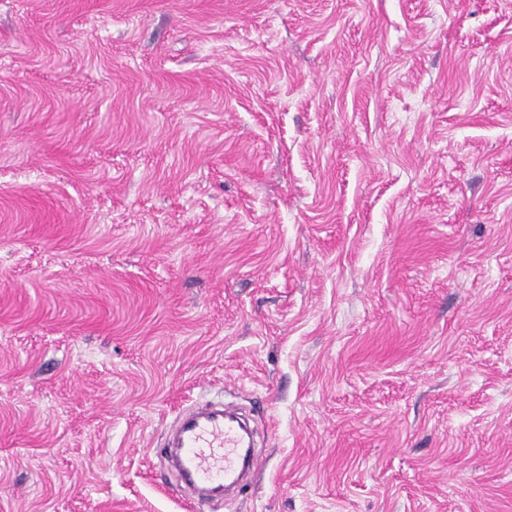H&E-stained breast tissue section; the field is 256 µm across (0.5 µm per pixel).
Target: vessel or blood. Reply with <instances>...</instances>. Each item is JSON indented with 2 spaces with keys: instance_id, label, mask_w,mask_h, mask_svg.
I'll list each match as a JSON object with an SVG mask.
<instances>
[{
  "instance_id": "b4317fda",
  "label": "vessel or blood",
  "mask_w": 512,
  "mask_h": 512,
  "mask_svg": "<svg viewBox=\"0 0 512 512\" xmlns=\"http://www.w3.org/2000/svg\"><path fill=\"white\" fill-rule=\"evenodd\" d=\"M162 453L200 505L222 497L225 488L236 486L243 472L258 464L245 447L241 423L220 400L187 413Z\"/></svg>"
}]
</instances>
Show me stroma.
Wrapping results in <instances>:
<instances>
[{"mask_svg":"<svg viewBox=\"0 0 512 512\" xmlns=\"http://www.w3.org/2000/svg\"><path fill=\"white\" fill-rule=\"evenodd\" d=\"M512 512V0H0V512ZM228 414L223 400L192 410L161 450L177 470L179 485L193 490L199 505L223 497L224 486H236L243 472L258 464L245 448L241 423Z\"/></svg>","mask_w":512,"mask_h":512,"instance_id":"1","label":"stroma"}]
</instances>
